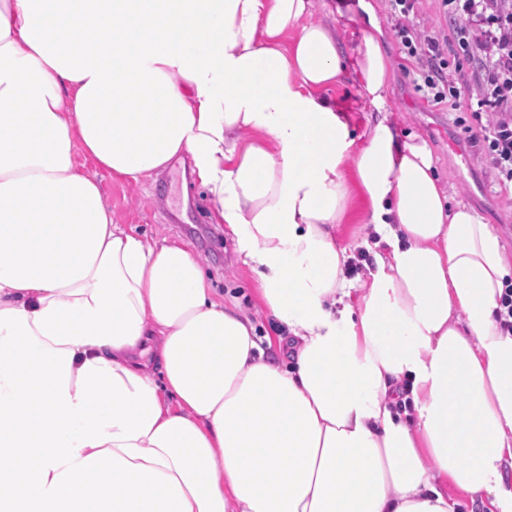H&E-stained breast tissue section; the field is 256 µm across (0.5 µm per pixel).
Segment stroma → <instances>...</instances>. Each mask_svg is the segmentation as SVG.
<instances>
[{
    "label": "stroma",
    "mask_w": 512,
    "mask_h": 512,
    "mask_svg": "<svg viewBox=\"0 0 512 512\" xmlns=\"http://www.w3.org/2000/svg\"><path fill=\"white\" fill-rule=\"evenodd\" d=\"M342 2L347 8L337 16L336 27L346 72L333 96L345 107L352 136L360 144L380 118L379 112L360 97L351 73L368 18L358 0H323L319 13L327 15ZM369 2L383 32V46L394 62L386 96L389 120L399 133H416L428 143L437 174L448 186L450 201L464 202L485 223L493 225L502 245L512 253V205L499 196L493 173L468 141L456 113L429 108L415 91L411 77L405 74L410 66L408 56L393 34L385 0ZM84 166L96 171L103 199L119 223L150 237L179 242L192 254L202 256L207 280L225 303L255 311L258 285L242 265L230 231L215 223L211 196L192 175L188 161L172 160L157 179L138 184L113 178L108 171L96 169L92 160H85ZM372 234L370 226L351 215L338 225L336 244L352 255L344 270L347 278L369 279L374 266L360 243Z\"/></svg>",
    "instance_id": "stroma-1"
}]
</instances>
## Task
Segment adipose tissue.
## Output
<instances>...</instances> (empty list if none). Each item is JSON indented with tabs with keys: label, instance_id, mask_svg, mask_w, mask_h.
<instances>
[{
	"label": "adipose tissue",
	"instance_id": "ef3b65f1",
	"mask_svg": "<svg viewBox=\"0 0 512 512\" xmlns=\"http://www.w3.org/2000/svg\"><path fill=\"white\" fill-rule=\"evenodd\" d=\"M317 0H0V512H512V276L427 143L355 145ZM361 98L393 62L363 35ZM188 153L278 326L118 223ZM360 194L374 270L336 227Z\"/></svg>",
	"mask_w": 512,
	"mask_h": 512
}]
</instances>
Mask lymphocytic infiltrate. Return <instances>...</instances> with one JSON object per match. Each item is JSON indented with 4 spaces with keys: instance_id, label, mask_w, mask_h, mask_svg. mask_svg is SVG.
<instances>
[{
    "instance_id": "f902f5d3",
    "label": "lymphocytic infiltrate",
    "mask_w": 512,
    "mask_h": 512,
    "mask_svg": "<svg viewBox=\"0 0 512 512\" xmlns=\"http://www.w3.org/2000/svg\"><path fill=\"white\" fill-rule=\"evenodd\" d=\"M393 31L414 59V87L428 106L468 112L479 146L502 191L512 192V6L506 0H439L452 35L430 31L418 0H387ZM456 55H449V41Z\"/></svg>"
}]
</instances>
